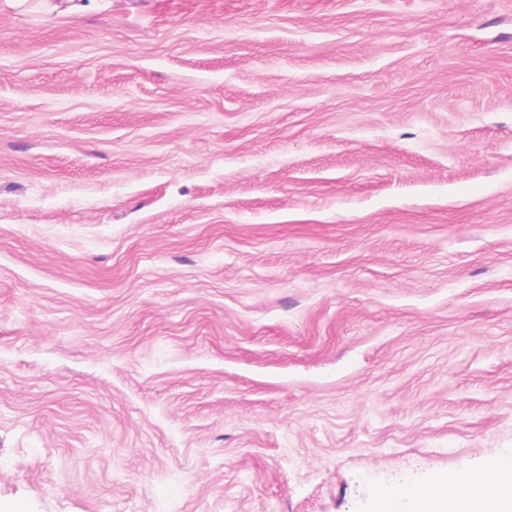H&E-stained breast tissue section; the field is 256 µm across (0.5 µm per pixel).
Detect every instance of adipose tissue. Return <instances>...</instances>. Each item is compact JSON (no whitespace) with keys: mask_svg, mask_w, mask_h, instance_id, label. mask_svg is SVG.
Listing matches in <instances>:
<instances>
[{"mask_svg":"<svg viewBox=\"0 0 512 512\" xmlns=\"http://www.w3.org/2000/svg\"><path fill=\"white\" fill-rule=\"evenodd\" d=\"M377 512H512V448L482 469L453 470L429 484L376 487Z\"/></svg>","mask_w":512,"mask_h":512,"instance_id":"adipose-tissue-1","label":"adipose tissue"}]
</instances>
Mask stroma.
Returning a JSON list of instances; mask_svg holds the SVG:
<instances>
[{"label": "stroma", "instance_id": "obj_1", "mask_svg": "<svg viewBox=\"0 0 512 512\" xmlns=\"http://www.w3.org/2000/svg\"><path fill=\"white\" fill-rule=\"evenodd\" d=\"M512 448V0H0V512H372Z\"/></svg>", "mask_w": 512, "mask_h": 512}]
</instances>
